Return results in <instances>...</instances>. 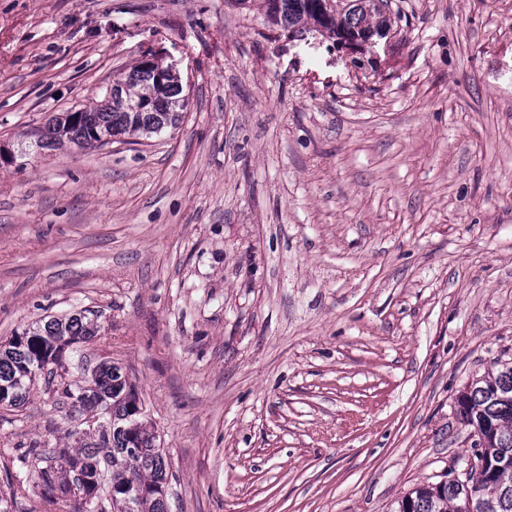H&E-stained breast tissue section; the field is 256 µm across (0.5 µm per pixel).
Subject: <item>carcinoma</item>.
I'll return each instance as SVG.
<instances>
[{"mask_svg":"<svg viewBox=\"0 0 512 512\" xmlns=\"http://www.w3.org/2000/svg\"><path fill=\"white\" fill-rule=\"evenodd\" d=\"M386 7L388 0H279L270 19L288 31L320 21L323 32L339 42L393 26ZM118 85L100 107L75 112L71 118L54 116L38 147L104 145L121 135L157 134L181 121L180 79L171 77L161 86L154 67L140 63ZM157 94L163 97L161 108L133 111L138 101ZM97 320L81 311L0 340V385L14 390L8 406L26 403L35 388L30 373L42 360L56 359L47 370L50 375L66 370L57 362L66 354L61 338L74 345L90 341L98 335ZM122 376L120 366L104 361L82 383H60L64 398H87L80 407L86 411V431L67 451L29 449L33 483L46 495L59 491L66 503L92 498L89 512H167L162 494L169 476L167 455L147 415L131 416L127 391L118 383ZM457 414L471 432L485 437L472 453L481 478L473 485L452 480L424 483L396 501L394 512H461L466 506L469 512H512V366L500 364L476 380L457 399ZM102 484L116 490V497L94 494Z\"/></svg>","mask_w":512,"mask_h":512,"instance_id":"1","label":"carcinoma"}]
</instances>
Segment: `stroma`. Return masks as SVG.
<instances>
[{"mask_svg":"<svg viewBox=\"0 0 512 512\" xmlns=\"http://www.w3.org/2000/svg\"><path fill=\"white\" fill-rule=\"evenodd\" d=\"M376 55L259 0H0V339L98 313L166 448L168 512H393L473 438L459 390L512 362V0H390ZM176 127L46 151L146 56ZM0 409V495L70 447Z\"/></svg>","mask_w":512,"mask_h":512,"instance_id":"obj_1","label":"stroma"}]
</instances>
